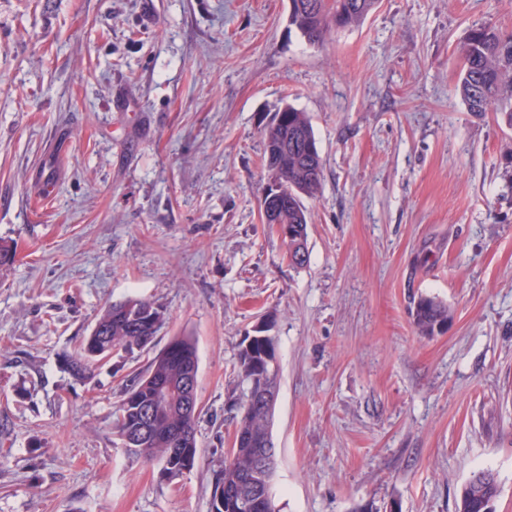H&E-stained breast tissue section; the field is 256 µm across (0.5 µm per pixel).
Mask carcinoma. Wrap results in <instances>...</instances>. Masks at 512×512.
Returning a JSON list of instances; mask_svg holds the SVG:
<instances>
[{"label": "carcinoma", "instance_id": "1", "mask_svg": "<svg viewBox=\"0 0 512 512\" xmlns=\"http://www.w3.org/2000/svg\"><path fill=\"white\" fill-rule=\"evenodd\" d=\"M289 22L311 44L322 42L328 30L327 18L336 26L359 23L373 8L376 0H292ZM463 60L457 85L458 94L467 111L481 115L491 109L499 112L512 128V33L503 34L489 24L472 27L462 44ZM264 169L276 176L284 187L281 204L286 209V224L300 229L299 238L288 244L289 261L302 267L308 261V214L302 197L316 195L321 187L322 162L313 128L305 113L290 104L273 114L264 133ZM411 316L418 335L432 337L448 324V307L442 302L423 297L415 304ZM166 323L165 312L141 298H128L108 307L95 327L74 354L62 357L63 369L75 380L93 378L106 355L133 354L146 340L154 339ZM276 358L275 337L260 330L240 343L237 372L243 389L255 378L278 380L279 371L272 370ZM198 365L197 348L188 336H176L157 354L144 371L133 373L127 380L125 398L113 413L112 429L119 440L136 434L143 422V409L155 386L178 390L192 366ZM273 412L243 409L233 417L234 433L249 440L230 444L225 451L224 466L215 471L211 507L216 506L217 493L237 492L250 483L264 496L263 512H274L271 484L275 470L259 463L262 439L271 428ZM196 418L187 415L178 401L156 415L154 436L125 447L128 457L144 463L161 464V476L173 481L191 470L196 463ZM498 483L493 472L481 470L461 486L456 512H481L482 506L494 502Z\"/></svg>", "mask_w": 512, "mask_h": 512}]
</instances>
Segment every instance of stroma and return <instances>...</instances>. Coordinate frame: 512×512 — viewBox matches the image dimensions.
<instances>
[{
    "mask_svg": "<svg viewBox=\"0 0 512 512\" xmlns=\"http://www.w3.org/2000/svg\"><path fill=\"white\" fill-rule=\"evenodd\" d=\"M290 0H0V512H210L239 345L272 324L278 512H512V128L455 93L512 0H378L310 44ZM322 160L305 266L263 222V128ZM55 180L50 200L34 182ZM168 320L93 380L60 366L108 306ZM447 305L418 336L415 302ZM199 359L194 468L127 457L112 415L171 338ZM493 474L489 470L473 473L459 490L456 503L457 512H480L483 510L482 505L488 506L489 502L493 509V503L499 491L497 479Z\"/></svg>",
    "mask_w": 512,
    "mask_h": 512,
    "instance_id": "35a3bbf8",
    "label": "stroma"
}]
</instances>
